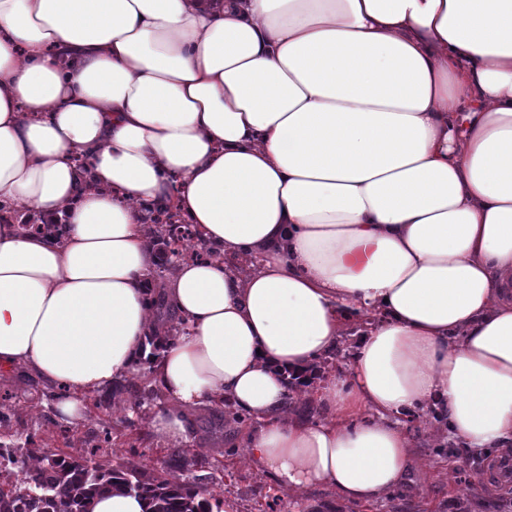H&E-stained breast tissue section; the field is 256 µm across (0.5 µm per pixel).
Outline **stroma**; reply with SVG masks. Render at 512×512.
<instances>
[{"label": "stroma", "instance_id": "stroma-1", "mask_svg": "<svg viewBox=\"0 0 512 512\" xmlns=\"http://www.w3.org/2000/svg\"><path fill=\"white\" fill-rule=\"evenodd\" d=\"M93 403L105 407L100 420L81 419L68 425L58 417L55 396L34 378L0 373V413L10 416L21 432L34 433L39 443L72 455L84 454L91 438L102 427L130 418L135 433L145 440L135 448L113 444L114 465L137 469L145 476L160 474L172 454L151 435L150 411L130 413L129 395L100 392ZM198 441L184 450L188 462L182 472L202 491L224 501L226 512H291V496L265 471L254 467L245 452L241 422L225 418L217 407L194 417ZM414 466L405 484L377 502L365 505L341 499L326 487H314L305 495L307 512H454L458 500L468 502L470 512H512V489L494 484L483 464L486 454H439L438 444L447 434L421 422L404 423Z\"/></svg>", "mask_w": 512, "mask_h": 512}]
</instances>
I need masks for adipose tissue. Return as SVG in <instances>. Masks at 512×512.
<instances>
[{
	"mask_svg": "<svg viewBox=\"0 0 512 512\" xmlns=\"http://www.w3.org/2000/svg\"><path fill=\"white\" fill-rule=\"evenodd\" d=\"M144 202L257 260L167 279L160 442L228 399L290 493L361 503L406 481L402 411L440 399L467 447H512V0H0V203L66 226L0 225V369L64 417L152 351ZM360 316L299 419L283 370Z\"/></svg>",
	"mask_w": 512,
	"mask_h": 512,
	"instance_id": "adipose-tissue-1",
	"label": "adipose tissue"
}]
</instances>
